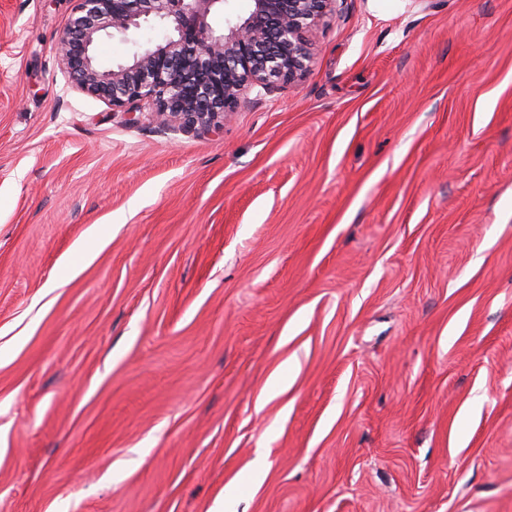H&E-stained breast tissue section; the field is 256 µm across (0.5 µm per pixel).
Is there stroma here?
Instances as JSON below:
<instances>
[{"instance_id": "obj_1", "label": "stroma", "mask_w": 512, "mask_h": 512, "mask_svg": "<svg viewBox=\"0 0 512 512\" xmlns=\"http://www.w3.org/2000/svg\"><path fill=\"white\" fill-rule=\"evenodd\" d=\"M73 7L0 0V512H512V0H338L216 135Z\"/></svg>"}]
</instances>
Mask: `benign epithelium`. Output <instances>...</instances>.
Returning a JSON list of instances; mask_svg holds the SVG:
<instances>
[{
    "mask_svg": "<svg viewBox=\"0 0 512 512\" xmlns=\"http://www.w3.org/2000/svg\"><path fill=\"white\" fill-rule=\"evenodd\" d=\"M55 51L78 89L133 115L141 101L161 124L218 133L250 87L291 81L312 62L310 34L338 0H249L245 16L208 22L224 0H74ZM154 20L172 29L163 42L136 48L124 64L100 66L105 35L127 38Z\"/></svg>",
    "mask_w": 512,
    "mask_h": 512,
    "instance_id": "7a95c632",
    "label": "benign epithelium"
}]
</instances>
